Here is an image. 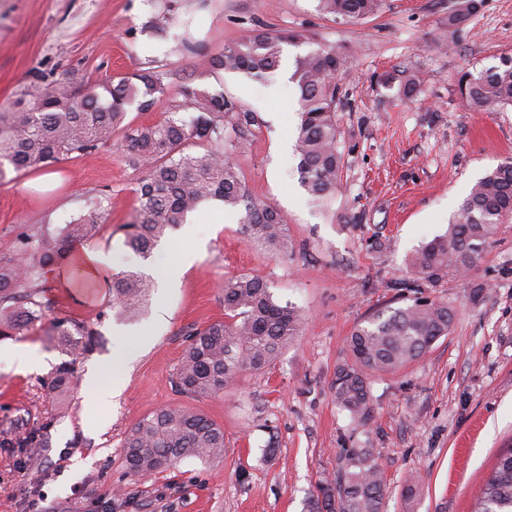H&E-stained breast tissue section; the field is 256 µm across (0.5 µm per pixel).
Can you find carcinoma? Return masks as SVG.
I'll return each instance as SVG.
<instances>
[{"label":"carcinoma","mask_w":512,"mask_h":512,"mask_svg":"<svg viewBox=\"0 0 512 512\" xmlns=\"http://www.w3.org/2000/svg\"><path fill=\"white\" fill-rule=\"evenodd\" d=\"M383 0H317L324 15L354 21L377 14ZM483 0H459L448 17L458 26L478 13ZM296 39L288 33L252 32L202 60L205 71H239L262 78L279 66L282 45ZM347 59L335 50L314 49L297 60L292 80L299 93L300 122L295 151L301 184L318 203L341 187L343 156L338 151L336 119L338 88L334 76ZM458 91L478 108L495 112L512 106V56H501L488 68L465 71ZM164 93L159 72L141 70L98 80L70 75L48 80L34 74L31 90L0 110V183L17 174L47 167L63 154H87L112 144L128 109L150 110ZM180 94L195 111L188 121L128 126L129 161L143 170L136 189L134 222L125 225V243L147 258L186 215L208 201H218L240 214L245 240L280 254L288 253V228L281 213L248 196L239 168L224 158V114L233 113L235 127L252 122L251 113L224 95H210L191 84ZM99 204L71 224L25 234L12 257L0 264V338L20 336L41 321L48 304L42 279L45 270L71 259L76 248L103 223ZM512 222V161L497 165L480 178L452 216L448 231L420 247L411 259L415 275L437 282L448 272L472 269L500 225ZM113 307L136 315L154 288L138 273L118 274L106 281ZM304 314L290 303L276 301L262 279L238 275L224 280V319L192 333L176 370L175 386L196 397L216 396L245 371L272 365L302 332ZM453 311L443 300L416 298L412 303L377 313L356 327L347 341V359L336 367L332 392L336 403L364 427L372 419L368 376L391 373L420 360L434 342L448 335ZM51 335L69 360L47 383L61 394L88 355L98 335L95 324L62 320ZM52 421L38 428L15 424L14 448H41ZM122 454L129 472L140 478L159 474L178 462L224 456V429L208 417L182 407H162L128 431ZM386 492L382 473L368 448L342 450L336 480L325 483L313 506L318 512H381ZM474 512H512V449L500 456L481 490Z\"/></svg>","instance_id":"obj_1"}]
</instances>
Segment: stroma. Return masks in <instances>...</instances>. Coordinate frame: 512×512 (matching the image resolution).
I'll use <instances>...</instances> for the list:
<instances>
[{"instance_id": "stroma-1", "label": "stroma", "mask_w": 512, "mask_h": 512, "mask_svg": "<svg viewBox=\"0 0 512 512\" xmlns=\"http://www.w3.org/2000/svg\"><path fill=\"white\" fill-rule=\"evenodd\" d=\"M455 0H384L374 16H326L316 0H0V107L29 86L33 72L99 79L140 69L165 73V93L149 111L129 110L136 126L189 117L180 94L189 83L252 112L248 131L224 142L253 200L277 208L288 252L248 245L237 212L216 202L198 222L177 227L143 258L120 225L135 215L141 168L121 140L60 157L49 182L27 172L0 184V258L19 235L70 223L93 201L107 220L87 241L105 252L109 277L135 271L155 286L144 313L110 310L105 288H85L63 266L43 280L49 307L25 335L0 340V431L16 421L53 419L46 382L65 361L49 332L59 319L96 322L100 335L78 360L68 414L44 448L0 446V512H310L318 486L336 476L345 448L371 449L386 484L381 512H474L499 456L512 449V223L503 225L470 273L432 284L412 275L416 250L443 234L461 200L487 171L512 159V107L485 112L457 90L461 72L512 55V0H485L480 13L448 23ZM169 15L165 30L156 18ZM291 32L282 61L309 50L343 53L338 76L342 187L314 203L296 173L299 104L295 84L275 72L255 79L217 75L204 55L251 31ZM415 82L406 99L402 87ZM198 252L166 281L188 242ZM247 274L267 281L275 299L306 317L301 336L269 368L246 373L212 397L177 391L175 372L190 335L224 316L221 287ZM480 297H473L476 285ZM447 300L450 333L417 363L372 377V421L361 427L337 406L331 384L351 332L385 307L417 296ZM43 355L18 373L12 351ZM126 365L122 390L88 387L99 364ZM163 406L207 415L224 429V457L186 459L149 479L132 476L122 444L143 416ZM83 446H75L76 438ZM414 496H406L410 476Z\"/></svg>"}]
</instances>
